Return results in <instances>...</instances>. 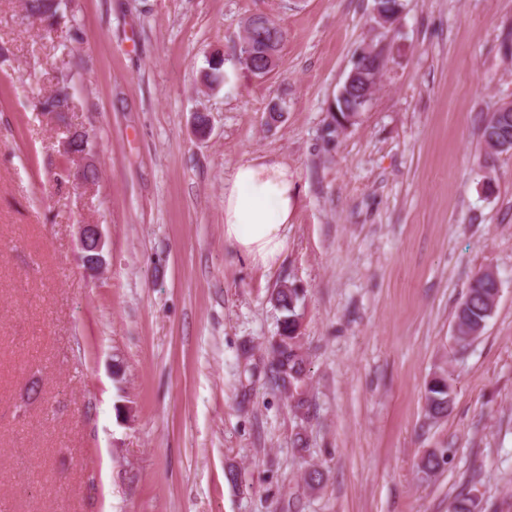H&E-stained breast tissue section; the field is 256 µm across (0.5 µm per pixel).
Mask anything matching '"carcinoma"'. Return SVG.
Returning a JSON list of instances; mask_svg holds the SVG:
<instances>
[{
	"instance_id": "cac0c4a2",
	"label": "carcinoma",
	"mask_w": 512,
	"mask_h": 512,
	"mask_svg": "<svg viewBox=\"0 0 512 512\" xmlns=\"http://www.w3.org/2000/svg\"><path fill=\"white\" fill-rule=\"evenodd\" d=\"M27 18L46 24L50 28L54 25L56 13H47L44 0H25ZM253 34L264 36L265 40L279 45L284 40V32L280 26L268 16L261 14L253 22ZM226 80L224 59L220 58L209 63V71L204 74V81L211 86L219 81ZM361 87H351L342 97H336L334 111L330 113V121L326 124L324 132L328 139H333L336 133L346 129L344 121L349 116V110L355 108L361 96ZM72 99L48 97L40 102L41 110L50 112L61 122H66L67 112L71 110ZM512 133V112H492L486 120L482 139L489 154L496 155L491 141ZM502 288L501 280L492 277L489 269L478 271L470 280L461 302L453 313V328L457 334L452 340L459 351L463 352L473 341L471 333L485 329V323L494 312L497 299ZM301 300L300 293L295 288H280L274 296L276 306L286 316L280 324V341L275 349L274 368L276 370L281 388L288 392V397L294 400L296 413L306 414V400L301 397L298 389L304 383L307 375V356L298 342V314L296 306ZM455 399V387L451 373L440 367L427 382L424 390V403L426 414L431 419H440L452 409ZM449 449L443 448L440 454L433 451L426 452L419 461V470L427 477L433 476L436 468L448 464L446 453Z\"/></svg>"
}]
</instances>
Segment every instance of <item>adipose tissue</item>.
<instances>
[{"mask_svg":"<svg viewBox=\"0 0 512 512\" xmlns=\"http://www.w3.org/2000/svg\"><path fill=\"white\" fill-rule=\"evenodd\" d=\"M295 204V185L286 165L240 162L224 181V238L253 262L276 266Z\"/></svg>","mask_w":512,"mask_h":512,"instance_id":"obj_1","label":"adipose tissue"}]
</instances>
